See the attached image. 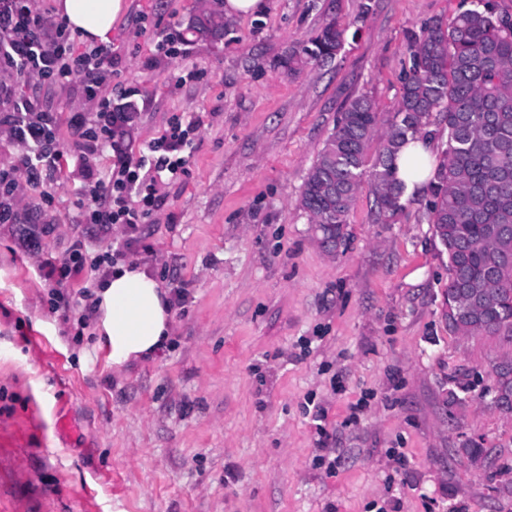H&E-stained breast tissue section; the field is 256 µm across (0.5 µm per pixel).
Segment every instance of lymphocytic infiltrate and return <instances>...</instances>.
<instances>
[{
	"label": "lymphocytic infiltrate",
	"mask_w": 512,
	"mask_h": 512,
	"mask_svg": "<svg viewBox=\"0 0 512 512\" xmlns=\"http://www.w3.org/2000/svg\"><path fill=\"white\" fill-rule=\"evenodd\" d=\"M111 63L112 52L103 46L73 54L67 25L45 17L36 0H0V128L22 149L18 165L0 169L1 224L18 218L14 198L21 183L55 177L61 166L56 142L58 114L39 97H17L15 88L22 82L74 83L81 97L94 105V113L77 111L70 117L78 135L73 160L96 203L80 220L106 233L123 228L126 237L117 244L115 255H124L132 245L131 234L158 206L160 197L149 175L186 174L185 151L199 128L198 120L173 119L164 133L149 143V159H133L128 145L137 115L112 111L110 99L101 93ZM107 150L112 151L114 162L109 179L102 181L95 179L94 170ZM134 196L140 198L141 208L129 206L128 200Z\"/></svg>",
	"instance_id": "f902f5d3"
}]
</instances>
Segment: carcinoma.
Listing matches in <instances>:
<instances>
[{"mask_svg":"<svg viewBox=\"0 0 512 512\" xmlns=\"http://www.w3.org/2000/svg\"><path fill=\"white\" fill-rule=\"evenodd\" d=\"M224 15L202 10L186 31L222 39ZM344 29L334 20L281 60L296 71L335 58ZM412 65L402 78L396 112L384 132L374 102L349 99L303 184L300 207L320 226L322 245L336 251L346 240L347 215L369 177L380 216L405 209V185L396 178L401 146L431 134L433 114L446 124L444 159L428 180L425 213L446 244L455 336H486L512 344V15L490 0H475L450 22L434 18L411 46ZM378 141L368 164L367 150Z\"/></svg>","mask_w":512,"mask_h":512,"instance_id":"obj_1","label":"carcinoma"}]
</instances>
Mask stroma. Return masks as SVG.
Instances as JSON below:
<instances>
[{"label": "stroma", "mask_w": 512, "mask_h": 512, "mask_svg": "<svg viewBox=\"0 0 512 512\" xmlns=\"http://www.w3.org/2000/svg\"><path fill=\"white\" fill-rule=\"evenodd\" d=\"M112 27L113 104L134 102L139 157L175 117L199 119L182 181L164 186L127 261L185 288L154 359L122 368L78 323L84 268L45 280L74 244L98 255L122 230L77 223L93 205L65 165L24 185L0 224V504L11 512H512V416L489 405L512 346L450 335L448 257L423 199L381 223L370 184L337 252L299 207L344 103L395 112L410 37L460 0H266L212 43L186 30L199 0H124ZM370 11H363V4ZM336 20L335 59L295 73L281 59ZM174 39L170 58L157 50ZM75 149L77 89H37ZM464 402L449 405L450 390ZM80 432L60 440L57 415ZM489 454L474 465L463 447ZM95 497L82 499L84 485Z\"/></svg>", "instance_id": "1"}]
</instances>
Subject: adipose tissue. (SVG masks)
I'll return each instance as SVG.
<instances>
[{
    "instance_id": "ef3b65f1",
    "label": "adipose tissue",
    "mask_w": 512,
    "mask_h": 512,
    "mask_svg": "<svg viewBox=\"0 0 512 512\" xmlns=\"http://www.w3.org/2000/svg\"><path fill=\"white\" fill-rule=\"evenodd\" d=\"M123 0H59L58 9L84 40L108 41ZM434 171L426 145L411 140L400 150L396 176L419 186ZM97 324L114 366L151 357L170 338L172 314L167 291L141 267L121 265L95 291Z\"/></svg>"
}]
</instances>
